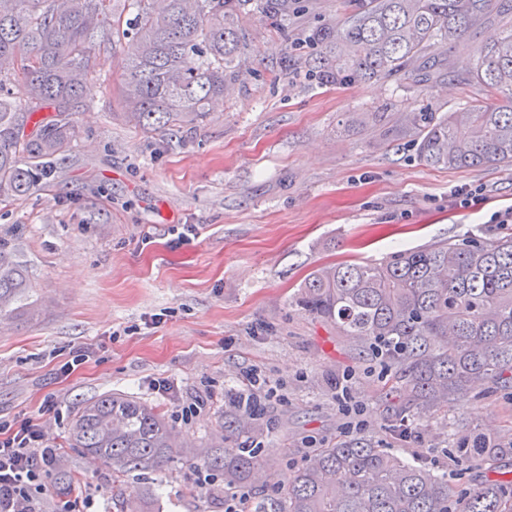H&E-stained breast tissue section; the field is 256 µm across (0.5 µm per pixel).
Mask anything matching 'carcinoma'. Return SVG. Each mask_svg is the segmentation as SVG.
I'll return each mask as SVG.
<instances>
[{
    "label": "carcinoma",
    "instance_id": "obj_1",
    "mask_svg": "<svg viewBox=\"0 0 512 512\" xmlns=\"http://www.w3.org/2000/svg\"><path fill=\"white\" fill-rule=\"evenodd\" d=\"M299 0H135L124 30L140 45L122 85L127 119L146 130L204 121L209 103L239 78L247 42L242 18L282 16ZM112 0H0V196L22 198L46 180L75 140L73 112L107 39ZM505 33L448 79L507 93L496 107L375 113L391 134L417 142L420 159L445 169L512 165V0H363L348 16L315 28L310 72L321 84L412 81L419 62L457 42L490 13ZM19 88L16 96L12 87ZM28 288L27 270L0 239V317ZM297 303L394 371L390 420L408 426L448 400L492 383L512 384V237L439 241L372 264L313 270ZM241 394L225 400L224 430L252 420ZM73 446L124 474L147 470L189 448L165 416L112 392L87 402L70 426ZM458 456L490 470L512 460V440L462 438ZM242 489L261 466L258 449L226 448L197 456ZM253 512H512V477L455 485L421 462L368 440L314 448Z\"/></svg>",
    "mask_w": 512,
    "mask_h": 512
}]
</instances>
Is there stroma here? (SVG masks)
I'll return each instance as SVG.
<instances>
[{
	"label": "stroma",
	"instance_id": "1",
	"mask_svg": "<svg viewBox=\"0 0 512 512\" xmlns=\"http://www.w3.org/2000/svg\"><path fill=\"white\" fill-rule=\"evenodd\" d=\"M352 0H306L287 21L247 16L246 77L192 130L143 132L120 99L124 66L138 46L114 37L96 46L76 140L63 164L24 198L0 197V238L29 277L25 303L0 329V422L39 419L61 448L43 477L47 512L88 471L91 512H224V483L197 486L196 459L114 478L69 440L82 405L110 392L164 412L179 438L201 451L255 442L265 462L247 491L273 494L310 449L354 438L396 448L430 469L465 471L457 432L512 433V387L449 402L401 431L388 420L391 372L367 367L358 346L292 302L316 267L380 262L440 240L512 235L491 222L512 210V166L448 170L426 165L408 137H384L374 112H451L498 104L448 68L478 56L503 26L477 29L421 63L422 78L323 85L310 77L305 34L336 23ZM482 186L484 201L453 206L457 187ZM195 225L189 239L176 231ZM87 358L74 363L77 350ZM255 375L262 411L248 433L224 432V396ZM168 379L163 396L150 383ZM344 382L350 410L336 401ZM207 397L196 416L183 402ZM52 410H44L45 398Z\"/></svg>",
	"mask_w": 512,
	"mask_h": 512
}]
</instances>
